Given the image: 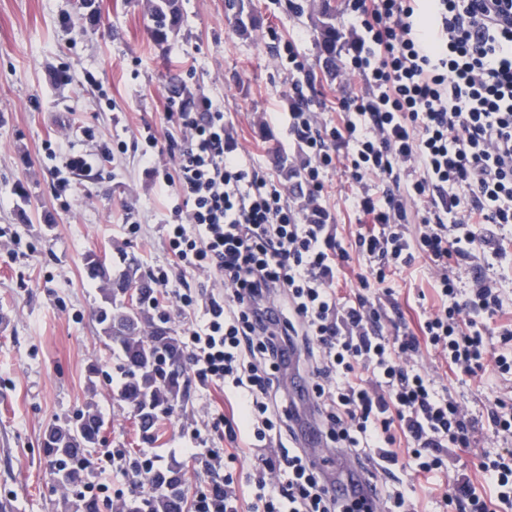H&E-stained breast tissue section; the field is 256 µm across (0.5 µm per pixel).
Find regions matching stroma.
Returning a JSON list of instances; mask_svg holds the SVG:
<instances>
[{"mask_svg":"<svg viewBox=\"0 0 512 512\" xmlns=\"http://www.w3.org/2000/svg\"><path fill=\"white\" fill-rule=\"evenodd\" d=\"M242 0L241 24L227 21L224 0H179L182 22L163 42L151 35L150 0H0V503L10 512H63L65 495L51 478L42 441L49 427L73 419L95 398L104 419L103 445L123 449L127 460L144 452L160 466L184 462L187 494L209 491L201 459L184 445L220 448L217 419L224 395L200 396L188 385L186 402L160 416L155 442H142L138 419L117 396L121 361L103 342L95 319L99 284L86 259L105 260L121 272L135 255L142 275L169 259L159 180L142 161L144 126L165 137L174 104L206 96L224 112L235 138L256 147L259 166L276 176L300 167L306 156L289 136L286 114L294 82L303 81L281 60L295 40L305 68H318L324 3L339 47L350 42L345 0ZM247 33H240L239 25ZM356 74H338L306 96L318 125L335 122L321 109L325 96L357 90ZM74 154L92 156L88 171L58 193L56 169ZM324 204L339 232L358 221L345 173L325 177ZM131 223H124V216ZM421 262L397 275V298L410 324L432 312L439 299ZM419 366L438 384H452L474 415L485 412L488 393L512 396V379L492 374L448 382L440 358L422 352ZM97 367L96 393L88 370ZM483 432L461 465L409 496L415 512H441L447 483L481 485L480 455L496 451Z\"/></svg>","mask_w":512,"mask_h":512,"instance_id":"35a3bbf8","label":"stroma"}]
</instances>
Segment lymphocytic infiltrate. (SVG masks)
Instances as JSON below:
<instances>
[{
    "instance_id": "f902f5d3",
    "label": "lymphocytic infiltrate",
    "mask_w": 512,
    "mask_h": 512,
    "mask_svg": "<svg viewBox=\"0 0 512 512\" xmlns=\"http://www.w3.org/2000/svg\"><path fill=\"white\" fill-rule=\"evenodd\" d=\"M348 14L360 33L341 67L363 90L333 102L328 129L316 126L302 87L287 114L308 156L295 173L304 207L286 203L285 185L252 162L211 99L180 102L167 138L175 166L160 185L171 260L150 278L165 288L176 270L224 285L215 295L183 284L174 310L203 307L186 342L189 370L199 388L238 403L224 438L228 459L253 456L247 512H409L414 482L447 472L449 449L472 447L478 427L415 364L422 346L455 373L512 375V319L489 275L507 258L494 230L512 225V0H348ZM337 167L363 188L350 242L320 203ZM370 177L380 191H365ZM411 216L421 234L410 233ZM355 253L367 264L345 300L338 277ZM418 260L441 304L419 331L397 320L385 332L378 302L394 296L391 275ZM464 265L474 273L466 290ZM290 359L311 385L319 436L390 478L376 504L337 494L297 448L299 415L278 376ZM487 419L504 444L479 463L490 491L453 484L442 495L448 512H512V398H489ZM400 444L409 461L398 478Z\"/></svg>"
}]
</instances>
